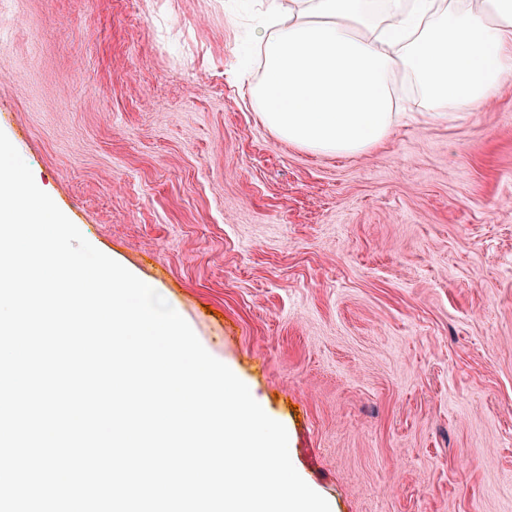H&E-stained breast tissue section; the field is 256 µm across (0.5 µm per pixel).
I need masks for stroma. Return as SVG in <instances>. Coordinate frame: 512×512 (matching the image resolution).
<instances>
[{
    "label": "stroma",
    "mask_w": 512,
    "mask_h": 512,
    "mask_svg": "<svg viewBox=\"0 0 512 512\" xmlns=\"http://www.w3.org/2000/svg\"><path fill=\"white\" fill-rule=\"evenodd\" d=\"M259 2L13 0L0 131L332 512H512V81L313 155L248 106Z\"/></svg>",
    "instance_id": "stroma-1"
}]
</instances>
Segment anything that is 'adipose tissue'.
<instances>
[{"label":"adipose tissue","instance_id":"1","mask_svg":"<svg viewBox=\"0 0 512 512\" xmlns=\"http://www.w3.org/2000/svg\"><path fill=\"white\" fill-rule=\"evenodd\" d=\"M250 106L314 154L370 152L404 111L395 79L431 112L476 110L512 79V0H266Z\"/></svg>","mask_w":512,"mask_h":512}]
</instances>
